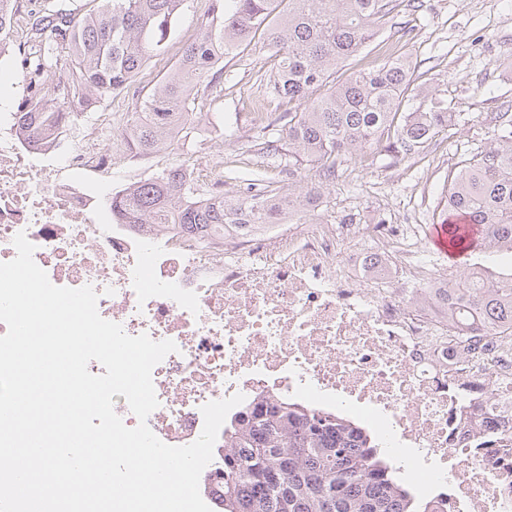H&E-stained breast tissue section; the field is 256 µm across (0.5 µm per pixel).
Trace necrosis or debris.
<instances>
[{
  "label": "necrosis or debris",
  "instance_id": "obj_1",
  "mask_svg": "<svg viewBox=\"0 0 512 512\" xmlns=\"http://www.w3.org/2000/svg\"><path fill=\"white\" fill-rule=\"evenodd\" d=\"M66 136L23 144L0 114V262L25 233L52 284L92 286L102 318L175 342L152 371L161 441L194 442L207 402L287 394L367 420L447 512H512V338L466 351L461 327L411 306L448 281L419 260L420 225L115 224L101 180L113 147L95 126L69 148ZM478 433L489 447H475Z\"/></svg>",
  "mask_w": 512,
  "mask_h": 512
}]
</instances>
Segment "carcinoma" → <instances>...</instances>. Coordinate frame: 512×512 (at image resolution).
Wrapping results in <instances>:
<instances>
[{
  "mask_svg": "<svg viewBox=\"0 0 512 512\" xmlns=\"http://www.w3.org/2000/svg\"><path fill=\"white\" fill-rule=\"evenodd\" d=\"M188 2L103 0L101 10L81 15L72 0H50L28 15L34 53L23 80L33 95L29 109L15 113L18 129L52 134L130 85L164 49ZM404 3L415 6V0H212L193 40L131 114L129 146L139 155L174 146L194 123L200 93L224 78V57L260 36L278 57L265 95L291 105L260 133L275 152L288 145L295 172L311 167L317 179L285 194L257 179L246 196L227 200L199 193L182 161L115 192L112 217L121 224H177L191 233L281 224L289 212L323 218L338 158L374 144L395 158L416 153L450 125L453 113L447 91L412 87L411 57L330 80ZM51 73L57 79L46 86ZM495 122L502 134L445 188L438 213L440 224L462 215L482 225L465 263L468 270L476 262L481 267L436 296L415 298L466 329L461 341L470 347L490 331L512 330V272L495 270L512 255V116L499 112ZM203 493L213 512H443L435 497L416 499L367 427L287 395L269 403L250 399L230 413L224 453L204 474Z\"/></svg>",
  "mask_w": 512,
  "mask_h": 512,
  "instance_id": "obj_1",
  "label": "carcinoma"
}]
</instances>
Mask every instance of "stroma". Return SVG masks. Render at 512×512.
Instances as JSON below:
<instances>
[{"label":"stroma","mask_w":512,"mask_h":512,"mask_svg":"<svg viewBox=\"0 0 512 512\" xmlns=\"http://www.w3.org/2000/svg\"><path fill=\"white\" fill-rule=\"evenodd\" d=\"M211 0H190L178 18L165 49L151 57L135 82L113 93L100 110L117 115L105 141L120 136L121 120L134 112L192 39L198 18L207 15ZM402 45L413 57L415 85L447 90L453 106L448 130L425 143L419 153L402 161L380 147L343 157L330 186V213L342 221L347 213H363L370 223L434 224L441 192L497 132L495 113H512V0H422L417 9H403L357 56L345 71L382 64L391 46ZM277 60L262 41H254L224 60V78L200 100L201 116L176 150L156 152L145 163L126 151L112 179L120 190L169 168L176 159L195 158L222 163L225 198L243 196L252 179H261L277 193L298 188L288 159L256 144L261 116L275 111L260 78L275 70ZM223 121L224 150L211 151L206 140L213 124Z\"/></svg>","instance_id":"35a3bbf8"}]
</instances>
